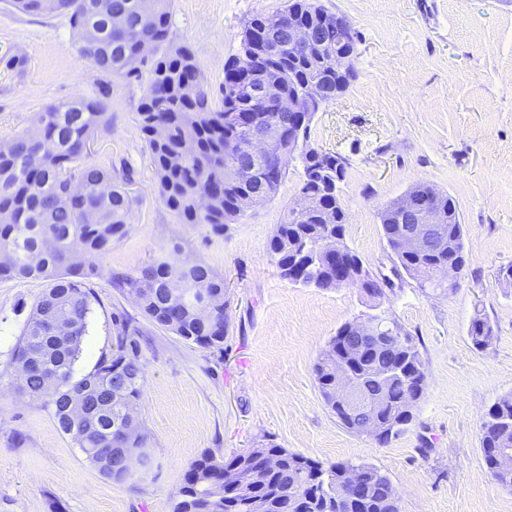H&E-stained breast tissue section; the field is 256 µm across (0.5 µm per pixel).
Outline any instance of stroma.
I'll list each match as a JSON object with an SVG mask.
<instances>
[{
	"label": "stroma",
	"mask_w": 512,
	"mask_h": 512,
	"mask_svg": "<svg viewBox=\"0 0 512 512\" xmlns=\"http://www.w3.org/2000/svg\"><path fill=\"white\" fill-rule=\"evenodd\" d=\"M358 30L356 78L316 113L310 146L339 154L345 240L388 283L385 309L414 337L426 392L409 429L381 446L346 429L325 405L313 367L338 328L366 312L359 288H307L283 279L269 242L302 179L291 162L275 196L214 234L181 223L159 196L136 122L149 79L120 77L83 59L67 15L28 14L0 0V143L52 103L108 96L111 122L90 163L129 168L127 234L83 260L93 317L76 365L93 369L116 349L113 314L137 329L144 368L137 406L150 469L118 484L59 432L49 410L0 376V512H172L183 475L201 454L224 460L271 439L324 462L378 467L401 512H512V491L483 461L481 425L512 394V0H319ZM288 0H174L170 42L190 45L214 107L224 65L245 23ZM24 66L10 65L12 57ZM426 183L457 202L466 266L459 288L429 297L396 264L381 210ZM192 261L224 278L223 351L185 343L146 319L115 286L155 262ZM48 286L0 279V362ZM493 328L476 349L475 309Z\"/></svg>",
	"instance_id": "35a3bbf8"
}]
</instances>
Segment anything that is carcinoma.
Instances as JSON below:
<instances>
[{
	"mask_svg": "<svg viewBox=\"0 0 512 512\" xmlns=\"http://www.w3.org/2000/svg\"><path fill=\"white\" fill-rule=\"evenodd\" d=\"M86 0H59L60 12L69 16L72 28L90 21ZM172 0H162V8L149 23L140 21L137 0H112V12L122 15L120 27L110 19L93 22L98 38L78 44L82 58L115 75L131 76L122 62L139 54L143 42L154 43V59L146 91L136 112V121L146 143L159 195L184 224H206L215 234L224 225L238 220L243 200L259 183L258 162L229 151L232 127L226 123L229 112L242 109L248 95L244 88L228 91L223 107L211 105L200 80L195 52L187 45L168 46V20ZM309 0H288V6L273 14H257L244 32L260 34L256 49L269 53L265 61L268 79L290 94L303 90L308 81L322 78L330 89L346 91L356 76L350 62L348 77H338L324 67L326 55L336 49V41L354 48L359 32L345 15H336L332 28L322 30L308 49L288 42V20L309 16ZM81 110L68 109L69 102L48 105L34 125L0 148V276L42 277L49 286L33 306L22 335L12 349L5 369L23 373L21 392L43 408L52 411L59 431L69 436L99 472L115 483L133 476L128 468L129 453H139L141 467L149 463L147 436L121 433L126 425L125 404L140 399L142 367L136 330L119 316L112 317L118 336L119 352L102 356L87 374L76 377L74 366L81 356V344L93 313L89 292L84 286L83 264L79 257L102 254L112 239L126 234L132 199L127 174L84 163L88 154L87 130L95 133L108 127L106 100L80 99ZM257 127L288 124L287 112H256ZM303 179L300 190L318 201V208L303 217L288 208L270 242V253L282 278L288 270L304 267L299 285L329 290L336 287L331 269L321 258L320 241L344 236L341 212L330 213L336 204V191L344 179V158L319 153L311 147L300 157ZM81 180L84 191L69 193L70 181ZM112 184V192L100 194L99 184ZM211 195L219 205L200 213L197 200ZM441 212L446 236L430 244L422 255L402 253L392 239L398 226L397 214L383 210L384 237L398 264L426 295L435 291L425 278L437 264L465 267L463 228L456 202L442 193L435 199ZM205 280L210 313L193 309L194 294L185 284ZM117 287L129 292L142 291L139 307L143 315L168 329L187 343L201 348L224 349L227 334L224 314V278L201 264L189 271L182 266L159 261L138 274L118 279ZM373 318L395 330L398 346L369 343L360 358L353 361L349 351L354 337L343 324L327 343L314 365V374L326 405L350 431L352 424L336 407L334 392L336 366L347 367L360 387L379 406L376 418L394 427L390 443L403 435L414 419L415 403L425 393V368L413 338L389 312ZM493 330L487 316L475 310L469 336L478 349L488 346ZM58 378L55 393H43L44 374ZM126 389L125 400L114 398L117 382ZM82 402L83 413L74 419L69 406ZM482 447L512 454V394L499 398L482 424ZM276 460L260 484L249 482L251 452L235 455L224 462L209 453L202 454L185 472L173 503V512H244L243 491L253 490L263 504L262 512H400L399 499L387 475L373 465L351 462L324 463L292 452L269 440L261 446ZM488 474L503 488L512 489V471L498 470L494 454L484 453ZM237 475V483L224 486V470ZM356 472L363 484L356 498L336 500V486Z\"/></svg>",
	"mask_w": 512,
	"mask_h": 512,
	"instance_id": "cac0c4a2",
	"label": "carcinoma"
}]
</instances>
